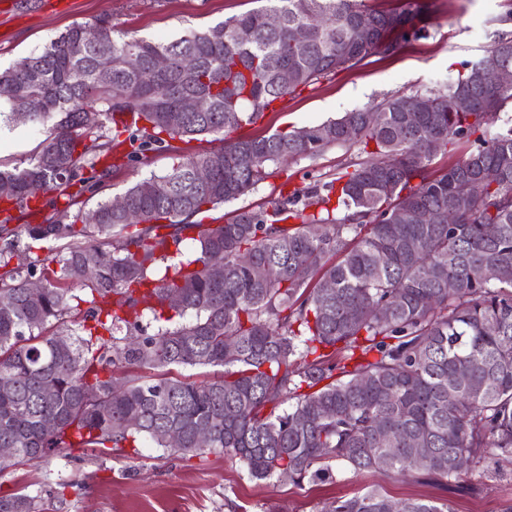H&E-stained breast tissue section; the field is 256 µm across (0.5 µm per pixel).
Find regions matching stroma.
<instances>
[{"instance_id": "1", "label": "stroma", "mask_w": 512, "mask_h": 512, "mask_svg": "<svg viewBox=\"0 0 512 512\" xmlns=\"http://www.w3.org/2000/svg\"><path fill=\"white\" fill-rule=\"evenodd\" d=\"M0 10V69L39 52L76 23L109 17L116 30L147 39H175L257 8V0H8ZM427 32L401 43L391 55L373 54L360 63L285 97L275 111L252 127L255 135L313 126L383 98L436 88L457 75L465 62L481 56L499 35L512 37V0H424ZM44 138L42 127L0 123V163L26 166ZM355 146L332 145L277 165L246 195L198 215V222L220 224L235 210L266 207L282 185L299 190L364 161ZM172 154L150 153L146 163L113 172L98 195H84L70 208L72 222L98 199L123 193L134 182L163 174ZM383 485L395 499L448 501L455 512H501L512 501V465L488 469L476 490H442L413 478L383 480L373 472H353L332 463L321 480L296 486L275 478L257 480L230 454L184 457L144 442L109 454L75 448L37 463L0 471V495L25 492L41 497L45 512H324L336 498Z\"/></svg>"}]
</instances>
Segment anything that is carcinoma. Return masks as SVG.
<instances>
[{"label":"carcinoma","instance_id":"carcinoma-1","mask_svg":"<svg viewBox=\"0 0 512 512\" xmlns=\"http://www.w3.org/2000/svg\"><path fill=\"white\" fill-rule=\"evenodd\" d=\"M267 2L172 40L116 37L101 18L77 23L25 57L28 69L0 71L7 118L18 122L24 101L29 123L47 130L27 167L0 169V185L13 186L0 217V448L15 449L0 470L62 448L106 454L144 440L172 454L231 453L255 479L297 485L326 477L333 460L385 477L414 473L443 489L483 476L489 459L512 464V278L494 277L512 270V126L492 131L512 89L493 91L479 78L493 54L512 69V39L498 38L435 90L254 137L244 128L284 97L424 31L420 0L392 10L365 0ZM273 13L284 20L278 30L265 26ZM361 24L372 34L366 46L353 40ZM293 27L309 32L302 52L289 41ZM103 54L112 57L106 79L97 71ZM158 55L170 59L163 72L153 69ZM285 65L295 71L287 85L276 80ZM458 91L478 109L452 111ZM201 95L212 99L208 111H177L183 98ZM422 102L438 111L407 124L406 110ZM88 106L101 116L96 126L84 123ZM127 114L133 126L106 129ZM199 136L222 146L196 153ZM461 139L473 149L429 174ZM331 145H358L368 158L316 181L303 202L299 190L282 189L266 208L222 224L190 221L245 195L270 165ZM156 150L178 162L127 188L125 209L101 200L80 227L65 222V210L38 221L41 193L74 204L106 173ZM199 166L211 168L210 184L195 182ZM339 208L346 215L338 222ZM399 209L410 212L407 222H395ZM426 213L434 223L420 220ZM20 222L34 240L65 242L58 267H9L23 256ZM488 224L497 236L486 235ZM186 240L198 252L181 260ZM216 264L224 266L219 280ZM37 277L35 297L28 285ZM77 289L90 307L68 333L70 347L59 349L47 325L66 323ZM174 291L178 307L167 303ZM188 313L194 320L174 323ZM147 316L158 323L152 335ZM175 366L224 372L183 381L171 376ZM202 427L206 448L196 442ZM172 431L179 448L167 443ZM460 457L471 467L457 470ZM394 504L373 487L326 512H393ZM402 510L454 512L424 499ZM0 512L44 508L13 493L0 496Z\"/></svg>","mask_w":512,"mask_h":512}]
</instances>
